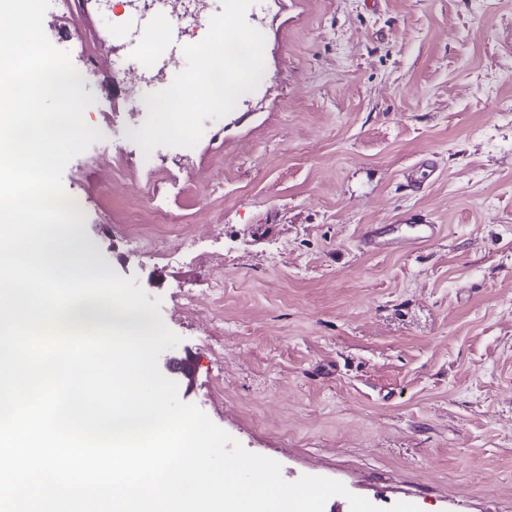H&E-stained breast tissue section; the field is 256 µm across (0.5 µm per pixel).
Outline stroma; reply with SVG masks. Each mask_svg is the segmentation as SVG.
<instances>
[{
    "mask_svg": "<svg viewBox=\"0 0 512 512\" xmlns=\"http://www.w3.org/2000/svg\"><path fill=\"white\" fill-rule=\"evenodd\" d=\"M246 20L259 86L148 169L127 136L147 110L112 77L143 69L152 13L134 43L96 0H50L103 134L62 175L91 261L160 298L192 360L180 399L286 481L512 512V0H253ZM146 180L163 211L135 200ZM428 222L418 250L361 242ZM393 227L389 226H367L362 236L363 245L370 250H381L392 247L396 244V238L391 236Z\"/></svg>",
    "mask_w": 512,
    "mask_h": 512,
    "instance_id": "1",
    "label": "stroma"
}]
</instances>
